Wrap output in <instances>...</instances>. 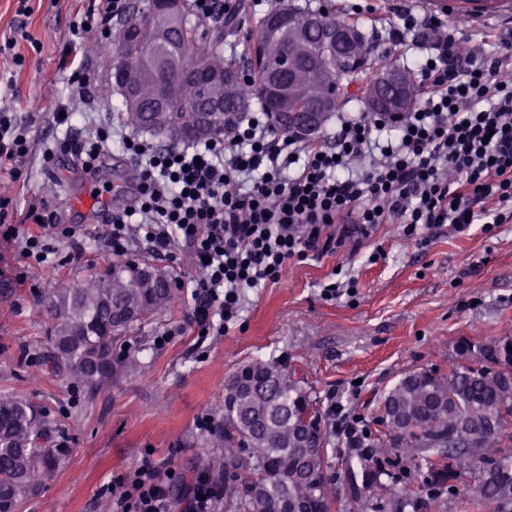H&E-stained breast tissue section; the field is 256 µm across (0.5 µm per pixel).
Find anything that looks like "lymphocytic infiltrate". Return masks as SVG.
Masks as SVG:
<instances>
[{
  "label": "lymphocytic infiltrate",
  "instance_id": "obj_1",
  "mask_svg": "<svg viewBox=\"0 0 512 512\" xmlns=\"http://www.w3.org/2000/svg\"><path fill=\"white\" fill-rule=\"evenodd\" d=\"M131 0H93L72 29L76 38L112 40ZM388 22L393 46L419 34L430 40L412 73L419 94L407 112L341 116L332 140L276 132L268 112H247L228 132L203 143L152 145L117 125H99L75 147L85 169L109 148L127 155L139 174L130 205L110 212L105 250L113 256L147 244L158 257L186 250L200 273L191 282L196 332L224 335L244 292L278 283L292 262L362 242L383 224L405 238L512 223V39L491 32L497 56L464 51L457 23L396 8ZM32 151L27 125L0 112V175L22 176ZM31 230L0 225V239L44 268L53 244L78 245L81 227L41 195L32 196ZM143 456L109 479L112 512H174L171 491L182 482Z\"/></svg>",
  "mask_w": 512,
  "mask_h": 512
}]
</instances>
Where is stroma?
I'll return each mask as SVG.
<instances>
[{"mask_svg": "<svg viewBox=\"0 0 512 512\" xmlns=\"http://www.w3.org/2000/svg\"><path fill=\"white\" fill-rule=\"evenodd\" d=\"M90 0H31L28 29L34 42H20L25 58L15 69L0 55V110L20 113L35 146L20 182L0 179V195L11 197L6 223L25 221L31 194L45 193L68 204L88 186L114 188L126 179L128 159L105 156L95 173H86L70 142L98 124L122 122L121 97L112 78L117 47L98 48L94 36L76 40L73 24ZM87 60L97 83L90 104H81L63 55ZM71 112L70 123L54 115ZM55 163L45 166L43 153ZM72 223L84 233L80 257L70 243L58 246L55 270L25 260L16 243L0 240V391L34 400L57 421L70 453L57 478L25 501L21 512H101V486L112 472L135 467L152 455L161 467L185 476L206 468L212 454L206 416L221 417L224 382L243 365L275 359L303 376L325 413L341 410L358 428L376 430V402L404 374L447 371L457 361L461 338L476 343L512 336V223L493 233L475 224L463 233H431L425 245L405 239L400 225H381L359 245H345L290 265L276 284L248 290L236 326L224 336L199 341L194 304L176 294L168 310L142 334L130 335L125 350L132 366L112 386L91 394L41 367L52 322L49 299L85 277L103 271L105 221ZM379 260H372L375 249ZM357 282L353 295L323 298L336 269ZM165 345H157L159 336ZM363 502L381 512H487L475 486L443 498L442 510L427 499L416 507L376 489Z\"/></svg>", "mask_w": 512, "mask_h": 512, "instance_id": "obj_1", "label": "stroma"}]
</instances>
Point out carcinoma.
Masks as SVG:
<instances>
[{"label": "carcinoma", "instance_id": "cac0c4a2", "mask_svg": "<svg viewBox=\"0 0 512 512\" xmlns=\"http://www.w3.org/2000/svg\"><path fill=\"white\" fill-rule=\"evenodd\" d=\"M193 6L170 16L145 8L119 31L120 64L114 71L126 122L137 131L187 142L230 129L253 105L272 113L281 133H294L289 121L301 115L308 98L335 91L330 113L358 99L367 81L364 43L351 49L339 66L332 51L309 38L314 55L293 61L304 82L288 93V111L277 112L264 83L268 67L292 47L288 26L272 27L274 8L256 23L250 48V79L240 65L224 59V31L191 21ZM137 40L127 43L129 30ZM206 67L224 75L201 84L195 72ZM407 112L418 90L411 72L399 71ZM175 296L163 276L140 273L123 257L112 259L102 275L51 299L54 323L44 361L47 373H60L91 392L112 385L129 358L114 356L115 346L151 317L165 311ZM460 362L448 372L418 370L402 376L379 402L384 432L367 434L372 456L345 461L344 479L354 497L382 485L381 460L404 455L414 465L417 489L435 506L439 491L453 492L467 479L491 512H512V456L497 455L512 428V336L486 344L460 340ZM212 447L208 471L224 475L225 512H333L338 502L328 446L332 432L323 422L319 401L302 379L275 361L239 368L224 385L223 424ZM56 421L31 399L0 391V512H20L23 502L54 480L68 454Z\"/></svg>", "mask_w": 512, "mask_h": 512}]
</instances>
